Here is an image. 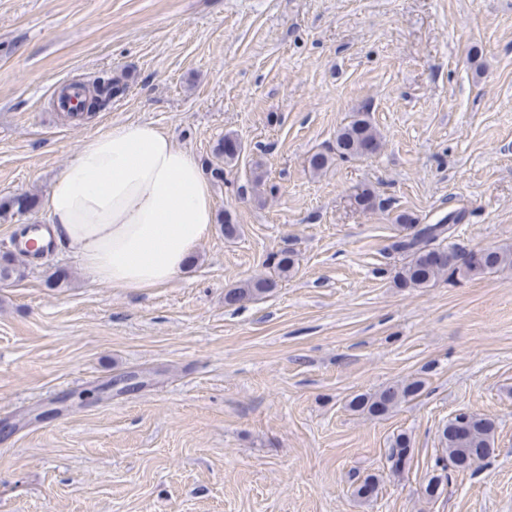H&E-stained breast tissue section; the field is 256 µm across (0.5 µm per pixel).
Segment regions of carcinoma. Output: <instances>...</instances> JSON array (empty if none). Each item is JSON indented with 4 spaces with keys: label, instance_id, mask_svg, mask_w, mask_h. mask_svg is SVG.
<instances>
[{
    "label": "carcinoma",
    "instance_id": "obj_1",
    "mask_svg": "<svg viewBox=\"0 0 512 512\" xmlns=\"http://www.w3.org/2000/svg\"><path fill=\"white\" fill-rule=\"evenodd\" d=\"M97 104L95 109L106 107L112 98L125 92V85L114 78H98L95 83ZM381 147V136L367 119L357 117L342 127L336 135V145L328 153L316 152L308 160L310 169L319 174L327 170L335 160L361 159L377 153ZM245 152L242 142L232 134L221 138L212 150L211 158L205 161V170L215 181L224 180V167L238 162ZM354 202L362 210H372L377 205V196L369 188H363L354 196ZM38 199L32 194L13 196L0 200V218L6 220L34 210ZM462 209L448 212L435 224L416 223L415 219L401 215L406 234L398 237L392 249L407 255L408 260L391 271L393 284L398 288H426L442 276L453 278L477 277L491 273L512 271V249L494 248L469 251L433 248L431 242L453 230V225L464 218ZM279 277H288L295 269L296 259L292 250L284 248L271 256ZM24 276L20 260L15 253L6 250L0 255V280L20 279ZM277 282L268 277L248 278L224 293V304L238 306L271 292ZM424 386L420 379L385 386L374 392L360 393L351 398L349 407L355 412L372 417L383 416L402 402L418 395ZM495 423L489 418L468 412H459L443 426L440 435L441 455L436 457L434 473L423 488L428 500L439 497L448 482V466L458 471H467L489 457L494 449ZM410 441L404 434L391 440L387 461L390 472L398 475L410 461ZM380 479L366 476L356 489L361 499L376 496Z\"/></svg>",
    "mask_w": 512,
    "mask_h": 512
}]
</instances>
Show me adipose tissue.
I'll return each mask as SVG.
<instances>
[{
  "label": "adipose tissue",
  "instance_id": "obj_1",
  "mask_svg": "<svg viewBox=\"0 0 512 512\" xmlns=\"http://www.w3.org/2000/svg\"><path fill=\"white\" fill-rule=\"evenodd\" d=\"M45 208L86 272L129 292L171 283L216 220L196 157L149 122L85 141L52 182Z\"/></svg>",
  "mask_w": 512,
  "mask_h": 512
}]
</instances>
